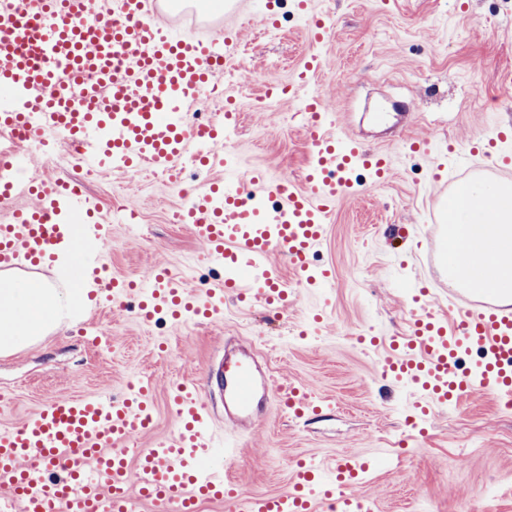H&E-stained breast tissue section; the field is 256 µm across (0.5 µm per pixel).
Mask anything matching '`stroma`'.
I'll return each mask as SVG.
<instances>
[{"label":"stroma","instance_id":"35a3bbf8","mask_svg":"<svg viewBox=\"0 0 512 512\" xmlns=\"http://www.w3.org/2000/svg\"><path fill=\"white\" fill-rule=\"evenodd\" d=\"M332 24L331 39L311 44L304 21L282 18L277 38L262 37L266 0H241L245 37L228 52L242 61L241 89L201 98L195 111L223 114L233 98L237 131L226 149L229 166L187 170L183 185L168 177H138L59 168L31 160L27 178L84 179L105 224L111 271L137 280L158 265L194 290L219 287L220 277L185 224L173 222L187 199L183 188L220 179L243 188L254 170L302 181L310 159L305 120L298 103L269 93L288 83L303 60L320 55L324 68L299 91L322 95L335 115L334 133L350 135L393 162L385 183L360 182L330 218L313 261L336 271L334 287L314 294L298 285L283 260L275 265L295 302L274 311L227 300L222 317L198 323L160 319L140 323L113 308L104 284L75 323L10 354H0V426L19 424L58 397L92 391L123 392L138 378L154 387V418L139 440L154 447L170 437L175 421L168 391L177 382L206 390L207 370L230 337L249 339L267 352L277 380L310 389L326 417L306 421L270 400L255 430L241 435L214 416L217 443L227 444L224 464L250 494L288 489L292 462L315 459L326 469L357 455L373 461L355 494L370 512H512V408L489 396L463 398L435 412L427 435L408 424L414 413L407 388L384 378L381 358L360 337L403 339L429 283L415 264V237L393 235L397 224L432 223L451 192L450 180L474 162L469 142L487 143L494 130L512 124V0H314ZM481 68H472L474 59ZM427 144L424 154L407 141ZM135 209L134 223L119 222L118 208ZM430 289V288H429ZM325 322L306 327L313 307ZM103 332L101 345L85 335L86 324Z\"/></svg>","mask_w":512,"mask_h":512}]
</instances>
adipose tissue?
Returning a JSON list of instances; mask_svg holds the SVG:
<instances>
[{"mask_svg": "<svg viewBox=\"0 0 512 512\" xmlns=\"http://www.w3.org/2000/svg\"><path fill=\"white\" fill-rule=\"evenodd\" d=\"M488 197L494 219L485 223L473 206ZM448 282L478 291L512 295V187L476 182L448 203ZM89 302L88 291L59 290L43 281L17 277L0 285V352L30 345L71 321Z\"/></svg>", "mask_w": 512, "mask_h": 512, "instance_id": "ef3b65f1", "label": "adipose tissue"}]
</instances>
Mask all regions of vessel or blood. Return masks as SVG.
Masks as SVG:
<instances>
[{
    "label": "vessel or blood",
    "instance_id": "b4317fda",
    "mask_svg": "<svg viewBox=\"0 0 512 512\" xmlns=\"http://www.w3.org/2000/svg\"><path fill=\"white\" fill-rule=\"evenodd\" d=\"M163 6V0H0V133L39 137L47 150L65 142L81 165L120 174L223 165L237 113L225 112L216 123L190 119L188 110L214 89L231 59L209 40L173 35L157 20ZM304 110L311 160L303 182L260 171L250 176L274 199L271 211L212 181L191 195L180 216L210 262L223 268V287L200 297L154 267L143 293L134 282L111 278L114 307L138 298L146 324L161 312L177 322L211 319L229 297L280 309L288 304V287L271 268L275 254L300 283L329 279L311 256L330 215L352 192L356 171L380 184L390 162L329 132L330 113L318 99H308ZM28 164L23 150L0 145V197L34 199L0 223V272L37 270L73 245L63 215L98 209L75 183H17ZM443 234L436 224L419 238L423 266L438 283L445 279L437 256ZM448 309L449 319L428 312L415 321L414 354L382 359L385 374L417 385L424 414L463 397L512 394V300L459 288L449 294ZM208 386L224 401L225 423L245 430L272 397L294 417L311 410L299 389L275 385L268 358L249 341L225 350L208 370ZM170 402L173 434L141 451L135 443L153 421L148 381L119 398H58L19 425L1 426L0 512H135L141 501L154 512H196L203 501L224 503L227 512H313L317 502L363 512L351 492L365 471L356 457L339 459L329 479L312 461L297 462L289 490L246 495L224 474L212 415L197 387L172 385Z\"/></svg>",
    "mask_w": 512,
    "mask_h": 512
}]
</instances>
